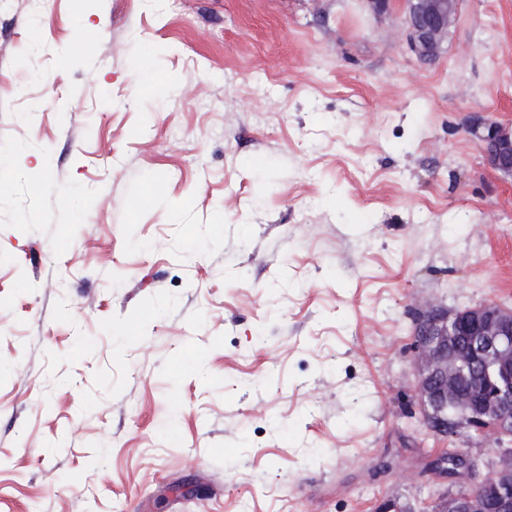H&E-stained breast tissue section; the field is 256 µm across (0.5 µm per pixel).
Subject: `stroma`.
Masks as SVG:
<instances>
[{
    "instance_id": "1",
    "label": "stroma",
    "mask_w": 512,
    "mask_h": 512,
    "mask_svg": "<svg viewBox=\"0 0 512 512\" xmlns=\"http://www.w3.org/2000/svg\"><path fill=\"white\" fill-rule=\"evenodd\" d=\"M0 0V512H433L416 317L512 307V0ZM461 0H403L402 36L414 55L436 60L448 42L449 29L459 15ZM467 131L481 143L486 164L512 178V127L474 116L469 120Z\"/></svg>"
}]
</instances>
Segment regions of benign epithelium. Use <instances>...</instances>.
<instances>
[{
  "label": "benign epithelium",
  "mask_w": 512,
  "mask_h": 512,
  "mask_svg": "<svg viewBox=\"0 0 512 512\" xmlns=\"http://www.w3.org/2000/svg\"><path fill=\"white\" fill-rule=\"evenodd\" d=\"M460 0H403L402 36L421 61L448 42ZM467 131L481 143L486 164L512 178V127L474 116ZM418 393L432 428L446 433L466 424L491 442L493 470L468 493L450 494L436 512H512V308L495 302L458 310L432 308L417 331ZM479 458L459 454L432 468L475 475Z\"/></svg>",
  "instance_id": "benign-epithelium-1"
}]
</instances>
